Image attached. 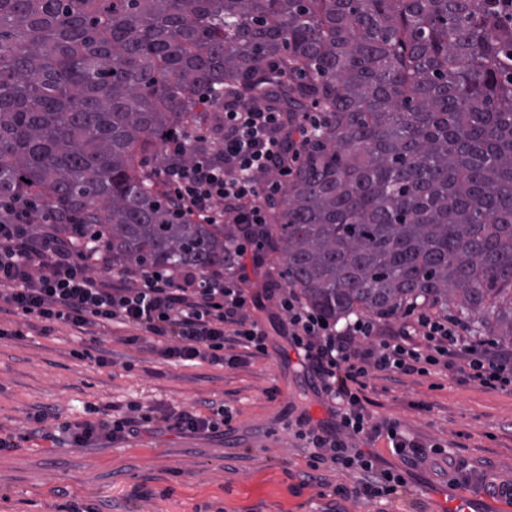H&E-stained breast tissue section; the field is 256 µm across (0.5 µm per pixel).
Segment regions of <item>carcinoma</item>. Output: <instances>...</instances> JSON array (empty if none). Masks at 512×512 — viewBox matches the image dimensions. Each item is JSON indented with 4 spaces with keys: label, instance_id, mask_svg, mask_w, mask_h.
<instances>
[{
    "label": "carcinoma",
    "instance_id": "obj_1",
    "mask_svg": "<svg viewBox=\"0 0 512 512\" xmlns=\"http://www.w3.org/2000/svg\"><path fill=\"white\" fill-rule=\"evenodd\" d=\"M324 112L261 237L339 321L448 303L512 344V0H0V194L112 270L224 269L148 161L208 88Z\"/></svg>",
    "mask_w": 512,
    "mask_h": 512
}]
</instances>
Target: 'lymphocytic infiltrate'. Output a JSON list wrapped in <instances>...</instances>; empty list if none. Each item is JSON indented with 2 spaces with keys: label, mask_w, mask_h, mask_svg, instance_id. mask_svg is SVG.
<instances>
[{
  "label": "lymphocytic infiltrate",
  "mask_w": 512,
  "mask_h": 512,
  "mask_svg": "<svg viewBox=\"0 0 512 512\" xmlns=\"http://www.w3.org/2000/svg\"><path fill=\"white\" fill-rule=\"evenodd\" d=\"M323 121L319 112L292 120L277 106H254L230 91L211 123L217 148L191 152L189 135L181 131L166 140L156 172L177 209L211 224L228 218L237 227L221 271L160 269L112 279V256L100 235L80 226L61 236L53 223L35 224L27 201L0 200V316L16 323L12 330L0 327V337L21 338L33 327L44 334L66 327L87 335L120 324L132 329V342H151L164 361L233 368L240 363L234 346L254 357L266 354L267 333L254 313L275 304L285 316L279 335L329 404V420L305 434L314 459L359 472L352 493L368 502L403 486L402 474L379 468L373 454L352 446L358 438L384 436L405 461L429 460L396 424L371 421L364 395L371 373L422 375L442 364L459 367L480 386L511 391L512 346L482 336L463 341L457 319L423 310L408 311L395 326L359 316L340 327L274 283L249 292L267 263L257 229L281 202L295 162L319 137ZM86 412V419L73 422L36 413L29 434L80 448L151 429L217 434L233 420L231 409L214 401L199 410L131 402L121 409L93 405Z\"/></svg>",
  "instance_id": "obj_1"
}]
</instances>
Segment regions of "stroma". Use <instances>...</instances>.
<instances>
[{
    "label": "stroma",
    "mask_w": 512,
    "mask_h": 512,
    "mask_svg": "<svg viewBox=\"0 0 512 512\" xmlns=\"http://www.w3.org/2000/svg\"><path fill=\"white\" fill-rule=\"evenodd\" d=\"M277 308L259 313L268 333L265 356L236 368L159 360L145 345L127 344L129 329L113 326L75 336L0 339V435H18L41 408L80 420L90 404L130 401L186 409L207 401L231 407L220 434L142 433L88 448L34 439L0 451V512H66L68 502L105 504V512H437L439 493L451 512H512V503L483 496L482 475L512 480V392L466 382L461 372L436 367L425 375L373 374L367 408L426 447L453 452L471 474L460 485L446 464L411 467L386 438L358 441L379 465L401 471L403 487L366 502L337 494L353 487V471L324 465L306 482L310 451L299 433L303 418L326 409L279 336ZM111 351L112 366L78 359L74 350Z\"/></svg>",
    "instance_id": "1"
}]
</instances>
